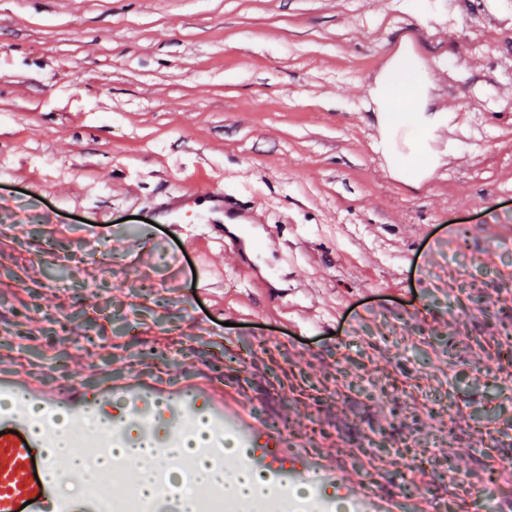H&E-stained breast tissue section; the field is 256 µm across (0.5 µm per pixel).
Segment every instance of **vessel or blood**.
Here are the masks:
<instances>
[{"label":"vessel or blood","instance_id":"b4317fda","mask_svg":"<svg viewBox=\"0 0 512 512\" xmlns=\"http://www.w3.org/2000/svg\"><path fill=\"white\" fill-rule=\"evenodd\" d=\"M126 396L138 405L136 424L146 438L153 434L154 409L159 405L167 408L175 423L195 414L198 402L202 401L212 418L225 419L241 427L246 424L244 403L225 405L223 384L215 378L172 383L154 375H128L120 383L102 387L90 403L67 388L46 394L34 373L0 366V398L39 401L41 420L45 423L63 412L75 418L84 417L92 407L104 419L113 422L117 416L112 402ZM253 438L262 444L263 453L250 457L251 467L275 472L286 481L293 475L292 464L297 463L318 470L325 482L335 481V471L323 467L317 456L287 453L284 439L272 430L256 428ZM43 445V436L33 431L24 413L14 410L0 414V512H99L96 500L66 497L48 480V471L57 468L58 461L43 453ZM344 495L355 512H402L399 502L386 499L361 478L347 481Z\"/></svg>","mask_w":512,"mask_h":512}]
</instances>
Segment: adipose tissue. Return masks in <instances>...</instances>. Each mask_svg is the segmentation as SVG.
Listing matches in <instances>:
<instances>
[{"label": "adipose tissue", "instance_id": "1", "mask_svg": "<svg viewBox=\"0 0 512 512\" xmlns=\"http://www.w3.org/2000/svg\"><path fill=\"white\" fill-rule=\"evenodd\" d=\"M407 40H400L389 61L375 77L370 97L377 114L380 138L378 148L391 176L411 178L414 186H422L424 170L410 172L415 146L409 136L410 128L431 133L452 121V113L431 106L430 83L421 59L407 50ZM48 453L65 463L67 473H79L83 481L97 480L103 469L109 467L111 457L120 458L131 469L141 494L158 491V457L179 459L194 455L197 463L193 472L191 490L181 496V512H199L198 490L219 491L238 503L241 512H266L270 489L259 473L241 466L224 468L216 463L201 439L168 440L162 452H155L139 437L127 438L125 445L114 447L111 455L102 456L96 467H87L83 457L71 445L67 430L55 429L47 447Z\"/></svg>", "mask_w": 512, "mask_h": 512}]
</instances>
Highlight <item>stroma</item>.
<instances>
[{"label":"stroma","mask_w":512,"mask_h":512,"mask_svg":"<svg viewBox=\"0 0 512 512\" xmlns=\"http://www.w3.org/2000/svg\"><path fill=\"white\" fill-rule=\"evenodd\" d=\"M401 2L0 0V360L210 374L413 512H512V0ZM406 33L455 115L419 188L369 98Z\"/></svg>","instance_id":"stroma-1"}]
</instances>
